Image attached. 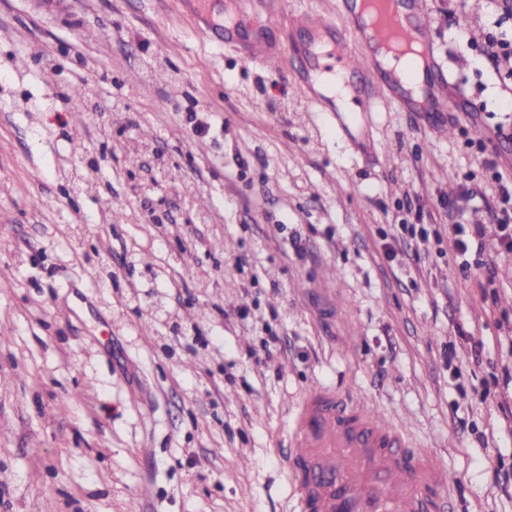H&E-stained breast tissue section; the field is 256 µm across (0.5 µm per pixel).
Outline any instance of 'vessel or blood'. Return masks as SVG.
I'll return each mask as SVG.
<instances>
[{
  "label": "vessel or blood",
  "instance_id": "1",
  "mask_svg": "<svg viewBox=\"0 0 512 512\" xmlns=\"http://www.w3.org/2000/svg\"><path fill=\"white\" fill-rule=\"evenodd\" d=\"M204 38L217 33L232 37L245 0H183ZM363 0H346L342 23L317 15L285 13L269 4L252 39L238 44L241 59L254 67L282 61L293 40L269 41V28L308 30L313 37L304 48L312 76L302 87L313 88L312 77L321 72H352L351 53L362 49L378 55L385 35L414 42L432 51L436 39L433 14L425 0H385L386 29L367 27L362 20ZM436 63L420 69L415 89H406L401 77L381 69L370 83L369 96H357L362 111L389 98L407 112H434L448 116L457 111L453 98L434 76ZM289 462L298 475V502L302 512H435L437 498L446 490L448 476L408 447L398 428L349 395L317 388L301 400L289 427Z\"/></svg>",
  "mask_w": 512,
  "mask_h": 512
}]
</instances>
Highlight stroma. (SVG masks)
Here are the masks:
<instances>
[{"label": "stroma", "instance_id": "35a3bbf8", "mask_svg": "<svg viewBox=\"0 0 512 512\" xmlns=\"http://www.w3.org/2000/svg\"><path fill=\"white\" fill-rule=\"evenodd\" d=\"M429 5L465 116L345 131L179 0H0V512H300L321 387L432 454L441 512H512V256L448 237L449 179L488 225L484 162L512 174V59L480 51L512 18Z\"/></svg>", "mask_w": 512, "mask_h": 512}]
</instances>
